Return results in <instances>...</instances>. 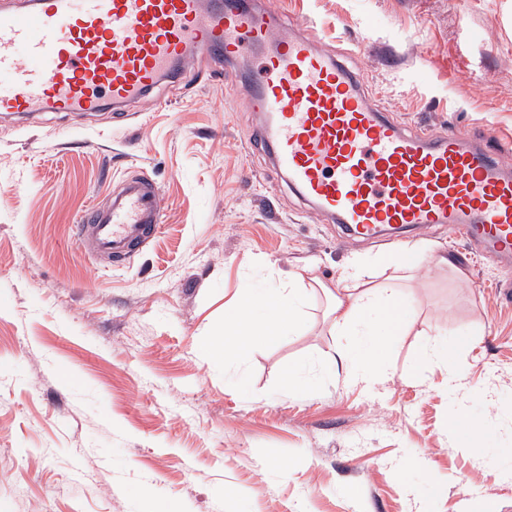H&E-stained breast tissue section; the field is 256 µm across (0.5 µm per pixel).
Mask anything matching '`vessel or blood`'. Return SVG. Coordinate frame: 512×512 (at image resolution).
I'll use <instances>...</instances> for the list:
<instances>
[{
	"mask_svg": "<svg viewBox=\"0 0 512 512\" xmlns=\"http://www.w3.org/2000/svg\"><path fill=\"white\" fill-rule=\"evenodd\" d=\"M246 68L239 96L280 175L351 236L458 229L512 269V163L457 127H406L293 23L235 0H25L0 8V113H85L145 99L192 52ZM158 188L132 176L74 227L89 254L129 261L161 230Z\"/></svg>",
	"mask_w": 512,
	"mask_h": 512,
	"instance_id": "vessel-or-blood-1",
	"label": "vessel or blood"
}]
</instances>
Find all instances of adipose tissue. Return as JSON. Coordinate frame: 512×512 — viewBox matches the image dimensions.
I'll return each mask as SVG.
<instances>
[{"label": "adipose tissue", "mask_w": 512, "mask_h": 512, "mask_svg": "<svg viewBox=\"0 0 512 512\" xmlns=\"http://www.w3.org/2000/svg\"><path fill=\"white\" fill-rule=\"evenodd\" d=\"M309 294L299 277L285 285L251 290L225 317L224 336L214 339V346H269L284 335L291 318L300 315ZM325 294L337 335L349 339L336 350L346 381L369 386L384 378L389 350L406 324L402 289L372 285L363 276L346 274Z\"/></svg>", "instance_id": "ef3b65f1"}]
</instances>
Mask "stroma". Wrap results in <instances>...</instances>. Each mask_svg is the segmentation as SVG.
Wrapping results in <instances>:
<instances>
[{
  "label": "stroma",
  "mask_w": 512,
  "mask_h": 512,
  "mask_svg": "<svg viewBox=\"0 0 512 512\" xmlns=\"http://www.w3.org/2000/svg\"><path fill=\"white\" fill-rule=\"evenodd\" d=\"M261 2L381 111L512 159V0ZM242 83L205 50L129 121L0 115V512H512V481L489 475L512 469L501 268L444 224L398 246L339 236L252 146ZM134 174L158 187L162 229L131 261L96 260L72 227ZM402 250L423 261L381 382L345 383L318 292L277 344L210 348L239 289L332 287L356 262L382 282ZM448 343L455 390L418 364ZM459 422L476 448L452 445Z\"/></svg>",
  "instance_id": "35a3bbf8"
}]
</instances>
